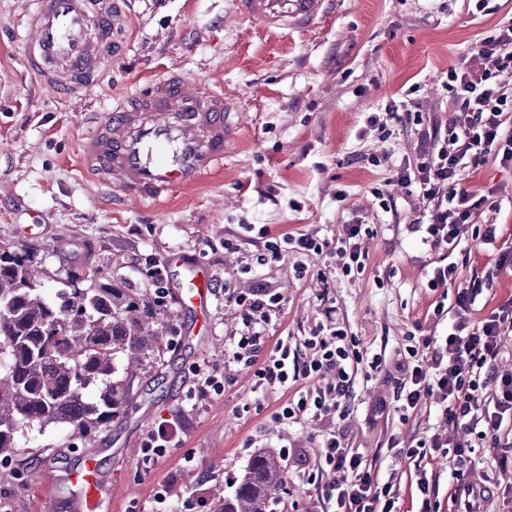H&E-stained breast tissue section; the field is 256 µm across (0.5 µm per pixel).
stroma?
<instances>
[{
	"label": "stroma",
	"mask_w": 512,
	"mask_h": 512,
	"mask_svg": "<svg viewBox=\"0 0 512 512\" xmlns=\"http://www.w3.org/2000/svg\"><path fill=\"white\" fill-rule=\"evenodd\" d=\"M116 2L130 19L126 49L109 59L96 84L68 98L45 89L26 69L22 23L31 0H0V246L33 256L48 274L49 297L71 278L93 273L147 291L157 266L166 282L180 281L184 270L169 257L182 249L217 284L243 293L261 284L281 293L260 360L272 357L281 339L299 360L310 359L305 341L331 306L357 351L380 355L383 364L369 375L358 372L344 408L287 425L278 412L315 379L255 390L252 369L232 358L243 328L238 307L216 298L194 336L190 317L167 296L160 312L167 348L139 375L133 407L81 437L62 425L32 429L21 440L20 460L0 464L12 474L0 482V512H76L67 475L91 452L112 475V512H151L161 485L168 486L176 512H200V488L231 495L261 448L280 451L286 466L277 512H326L323 495L334 475L321 469L320 453L332 431L393 485L400 512L420 508L421 467L434 500L448 505L453 479L443 452L417 462L406 453L436 432L473 446L469 476L493 487L487 512H512V463L500 468L476 435L445 425L435 398L405 416L391 408L373 412L379 395L395 398L402 379L397 365L411 348L445 334L450 300L444 289L428 285L427 272L442 250L422 244L409 229L425 203L396 182L398 166L418 155L424 128L366 123L405 100L424 117L451 122L448 66L512 24V0L481 6L476 0H334L323 22L279 32L241 16L235 0ZM171 72L204 80L232 105L236 138L224 168L156 209L112 206L77 165L88 117ZM373 155L381 157L380 166L369 164ZM468 183L493 192V205L482 207L474 224L496 225L501 242L512 243V169L490 159ZM384 187L392 200L385 209L374 196ZM357 218L372 230L358 276H343L336 258L293 252L245 270L251 229L274 235L315 230L334 244L343 225ZM496 257L477 241L464 242L452 256L456 286H469ZM300 264L307 268L301 277L295 273ZM205 360L223 370L224 391L195 404L188 389L195 365ZM163 422L176 426V445L165 460L146 465L140 448ZM186 456L188 469L181 466Z\"/></svg>",
	"instance_id": "obj_1"
}]
</instances>
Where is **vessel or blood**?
<instances>
[{"label":"vessel or blood","mask_w":512,"mask_h":512,"mask_svg":"<svg viewBox=\"0 0 512 512\" xmlns=\"http://www.w3.org/2000/svg\"><path fill=\"white\" fill-rule=\"evenodd\" d=\"M327 2L236 0L242 15L272 30L313 27L325 17ZM28 29L29 70L47 90L77 95L101 77L105 61L117 53L125 21L112 0H35ZM230 110L223 93L182 75L167 76L96 119L79 144V168L122 202L158 206L223 168L224 150L234 138ZM171 260L187 273L175 289L179 307L205 317L216 296L208 269L184 251ZM68 479L79 490V512H104L112 478L94 459Z\"/></svg>","instance_id":"obj_1"}]
</instances>
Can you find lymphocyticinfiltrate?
Wrapping results in <instances>:
<instances>
[{
	"instance_id": "1",
	"label": "lymphocytic infiltrate",
	"mask_w": 512,
	"mask_h": 512,
	"mask_svg": "<svg viewBox=\"0 0 512 512\" xmlns=\"http://www.w3.org/2000/svg\"><path fill=\"white\" fill-rule=\"evenodd\" d=\"M448 96L455 121L432 124L423 135L415 163L402 168L398 181L416 189L430 203L428 213L410 225L421 240L455 251L468 240L473 216L487 201L471 189L465 174L494 158L512 168V26L486 38L478 49L448 68ZM328 243L316 232L286 233L263 240L251 255L252 267L266 265L285 251L305 256L323 255ZM479 285L455 290L448 332L422 341L426 354L403 365L404 378L397 393L403 411L416 410L427 396L435 397L442 418L477 433L489 447L500 444L499 433L512 421V376L498 375L493 364L501 352V337L512 329V302L492 309L480 320L472 312ZM240 307L245 331L234 345L232 357L251 368L259 385H287L290 377L316 378L325 372L336 381L316 387L287 404L279 419L297 423L322 418L349 393L359 353L343 345L347 331L328 318L308 340L310 360L289 364L285 344H277V357L259 362L256 341L281 298L258 286L248 294H231ZM320 459L334 479L325 489L332 512H397L398 493L375 478L362 453L347 448L340 436L324 438Z\"/></svg>"
}]
</instances>
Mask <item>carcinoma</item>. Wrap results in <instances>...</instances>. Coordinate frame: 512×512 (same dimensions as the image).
<instances>
[{
  "label": "carcinoma",
  "mask_w": 512,
  "mask_h": 512,
  "mask_svg": "<svg viewBox=\"0 0 512 512\" xmlns=\"http://www.w3.org/2000/svg\"><path fill=\"white\" fill-rule=\"evenodd\" d=\"M46 278L25 255L0 247V459L21 450L34 427L61 424L84 434L124 415L144 363L160 355L161 301L139 288L91 276L69 282L53 299ZM285 480L271 448L253 455L217 512H273Z\"/></svg>",
  "instance_id": "obj_1"
}]
</instances>
